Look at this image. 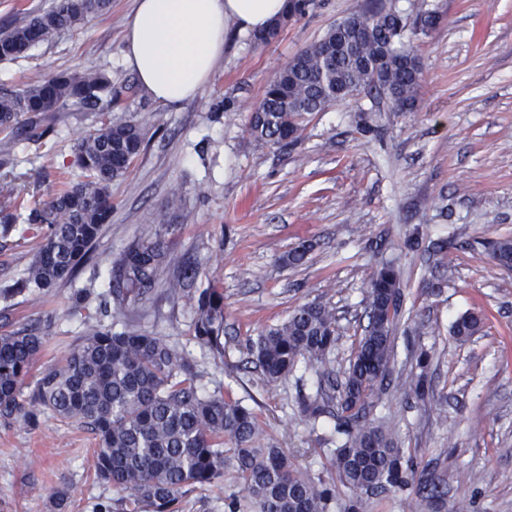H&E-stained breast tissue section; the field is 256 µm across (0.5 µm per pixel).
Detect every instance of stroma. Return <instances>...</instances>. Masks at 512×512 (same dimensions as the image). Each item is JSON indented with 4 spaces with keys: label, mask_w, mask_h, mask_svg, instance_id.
Instances as JSON below:
<instances>
[{
    "label": "stroma",
    "mask_w": 512,
    "mask_h": 512,
    "mask_svg": "<svg viewBox=\"0 0 512 512\" xmlns=\"http://www.w3.org/2000/svg\"><path fill=\"white\" fill-rule=\"evenodd\" d=\"M368 2L316 0L266 44L230 30L209 84L174 105L148 97L123 62L134 0H112L79 29L0 63V87L34 84L52 70L107 71L124 89L113 119L134 121L146 135L112 184V220L92 260L49 295L0 297V333L45 336L38 367L63 359L88 328L70 312L72 289H89L86 304L96 310L123 252L153 237L156 216L165 214L175 226L163 238L174 260L199 261L205 272L196 287L224 294V358L202 355L189 307L156 299L142 326L196 357L201 384L244 400L311 477L336 484L330 512H345L353 494L336 483L329 428L297 410L315 390L314 371L297 367L270 387L246 364V349L299 305L322 299L336 307L329 368L343 376L366 324L367 283L382 263H394L402 308L391 376L414 372L427 350L430 392L422 401L389 387L370 417L392 431L414 473L439 477L441 512H512V271L484 246L512 237V0H391L412 17L428 9L441 16L428 34H408L423 65L412 111L362 93L307 115L288 148L256 141L249 130L272 76ZM100 119L66 112L42 143L17 144L14 186L24 206L50 200ZM411 235L418 247L407 246ZM302 241L313 245L308 261L282 265ZM39 242L36 228L20 224L0 244V289L21 277ZM467 312L482 323L464 341L452 326ZM95 447L90 431L48 413L34 429L0 425V512H98L111 504L118 493L95 479ZM237 483L226 466L222 483L183 498L182 512H224ZM426 496L415 483L368 499L364 512H431Z\"/></svg>",
    "instance_id": "obj_1"
}]
</instances>
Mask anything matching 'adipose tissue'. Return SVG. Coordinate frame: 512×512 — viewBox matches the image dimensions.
Masks as SVG:
<instances>
[{
  "mask_svg": "<svg viewBox=\"0 0 512 512\" xmlns=\"http://www.w3.org/2000/svg\"><path fill=\"white\" fill-rule=\"evenodd\" d=\"M123 60L144 93L172 105L198 95L224 54L230 27L257 33L283 15L288 0H135Z\"/></svg>",
  "mask_w": 512,
  "mask_h": 512,
  "instance_id": "1",
  "label": "adipose tissue"
}]
</instances>
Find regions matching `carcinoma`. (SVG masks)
I'll list each match as a JSON object with an SVG mask.
<instances>
[{
  "label": "carcinoma",
  "mask_w": 512,
  "mask_h": 512,
  "mask_svg": "<svg viewBox=\"0 0 512 512\" xmlns=\"http://www.w3.org/2000/svg\"><path fill=\"white\" fill-rule=\"evenodd\" d=\"M314 0H288V10L255 39L268 43L291 17L305 14ZM112 0H51L48 9L21 25L0 29V62L22 57L31 47L77 28L109 10ZM440 15L416 19L426 34ZM405 16L372 3L352 23H340L293 56L269 81L250 116L255 139L288 146L299 140L305 115L375 89L396 111L413 109L422 64L404 42ZM122 88L97 70H60L16 89H0V239L16 225L33 224L42 242L17 287L9 294H49L73 279L87 261L103 227L112 219V182L122 179L142 151L144 134L130 120L107 118L78 144L73 165L81 180L64 182L42 207L26 211L14 204V148L21 141L48 137L58 113L98 110L111 113ZM313 245L303 241L280 258L301 266ZM499 265L512 263V238L489 242ZM200 264L175 265L160 239L130 246L120 261L117 285L108 290L115 307L126 311L120 328L97 323L60 362L32 370L45 337L28 329L0 333V423L39 424L51 412L92 431L95 477L130 496L139 512H179L187 493L224 479L233 464L238 489L224 496V512H329L336 487L314 480L288 451L267 438L253 409L240 400L210 393L199 383L195 362L165 336L141 325L142 302L162 287L166 300L191 308L193 339L215 358H224V294L216 288H188ZM400 276L391 265L373 273L365 292L367 325L351 354L344 381L331 379L326 363L336 347V308L310 301L250 345V362L268 385L298 366L319 377L314 394L299 402L300 415L331 424L336 435L333 466L342 484L355 492L347 512H362L369 488L387 494L410 485L412 470L391 433L369 419L370 408L390 374L400 312ZM480 315L470 312L453 324L454 335L477 333ZM430 354L417 356L420 372L401 387L424 399Z\"/></svg>",
  "instance_id": "obj_1"
}]
</instances>
